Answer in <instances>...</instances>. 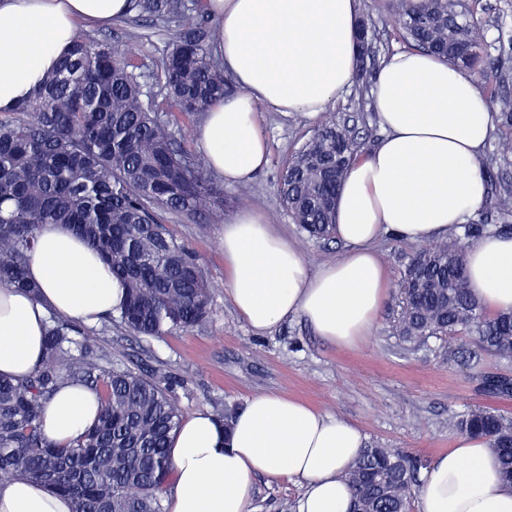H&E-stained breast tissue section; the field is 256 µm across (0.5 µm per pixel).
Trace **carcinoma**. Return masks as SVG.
<instances>
[{
	"mask_svg": "<svg viewBox=\"0 0 512 512\" xmlns=\"http://www.w3.org/2000/svg\"><path fill=\"white\" fill-rule=\"evenodd\" d=\"M137 15L164 25L170 50L165 89L193 121L232 78L207 53L212 37L200 4L133 0ZM391 21L409 49L432 52L482 76L494 61L486 30L463 0H389ZM125 45L82 35L73 50L9 115L0 116V284L39 296L28 280L29 252L42 224H67L88 240L124 284L118 308L124 330L164 336L200 324L209 287L197 255L169 232L164 215L210 224L224 214V189L209 176L204 154L179 138L154 99L146 96ZM488 106L512 119V95L484 94ZM346 164L363 150L359 132L330 118L295 151L279 182L282 205L308 236L334 239L340 182L331 176L339 149ZM512 215V195L485 203ZM423 249L399 289L398 338L412 348L430 339L469 336L476 347L512 359V311L487 315L470 294L464 254L484 225ZM81 384L103 400L98 421L70 448L50 443L40 428L45 404L65 384ZM485 392L512 394V380L482 376ZM180 421L164 373L112 365L95 336H83L54 314L45 327L41 363L28 376L0 377V485L17 478L66 497L71 512H163L157 492L170 476L167 445ZM483 437L512 488V417L476 407L456 422ZM420 464L391 448H366L345 474L357 512H410Z\"/></svg>",
	"mask_w": 512,
	"mask_h": 512,
	"instance_id": "carcinoma-1",
	"label": "carcinoma"
}]
</instances>
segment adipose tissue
<instances>
[{
    "mask_svg": "<svg viewBox=\"0 0 512 512\" xmlns=\"http://www.w3.org/2000/svg\"><path fill=\"white\" fill-rule=\"evenodd\" d=\"M216 22L213 50L235 92L210 103L194 131L210 168L229 185L269 162L258 112L315 117L355 83L360 0H204ZM131 0H0V112L14 110L71 48L87 22L129 16ZM373 102L384 134L355 161L338 197L335 235L345 251L310 268L260 213L224 226L228 293L238 315L263 333L301 316L323 340L352 347L372 330L388 297L375 242L391 233L417 242L449 237L487 194L479 162L494 128L472 76L416 50L380 67ZM38 296L0 286V376L21 378L42 360L50 315L93 324L119 307L124 289L99 254L64 224H45L29 254ZM473 297L488 311L512 310V235L489 232L467 250ZM101 410L79 384L46 404L41 429L73 445ZM363 434L353 422L279 392L253 396L224 428L208 410L181 421L168 449L169 512H249L258 477L299 479L298 512H347L341 473ZM0 512H70L48 487L19 478L0 486ZM420 512H512L487 440L460 436L433 462Z\"/></svg>",
    "mask_w": 512,
    "mask_h": 512,
    "instance_id": "obj_1",
    "label": "adipose tissue"
}]
</instances>
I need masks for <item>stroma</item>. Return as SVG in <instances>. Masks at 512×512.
I'll return each instance as SVG.
<instances>
[{"instance_id":"obj_1","label":"stroma","mask_w":512,"mask_h":512,"mask_svg":"<svg viewBox=\"0 0 512 512\" xmlns=\"http://www.w3.org/2000/svg\"><path fill=\"white\" fill-rule=\"evenodd\" d=\"M487 31L489 54L499 61L485 88L512 94V0H468ZM362 14L376 29L379 58L402 50L392 26L387 0H361ZM81 34L94 39H122L140 75L144 92L163 94L162 60L169 47L137 15L107 25L82 26ZM371 84L352 86L327 109L343 120L355 118L367 147L383 135L372 106ZM260 125L269 144V163L247 185L249 199L237 201L238 189H224V217L211 224H195L170 215L166 225L173 236L194 249L210 287L209 313L195 327L162 337H131L120 325L106 321L85 326L111 351L115 363L160 369L173 384L182 416L206 408L214 414L241 410L254 395L276 391L360 427L369 448H392L418 458L430 468L437 456L451 448L459 434L456 422L471 408L482 406L512 417V395L483 392L485 374L512 378V361L480 353L462 356L468 340H430L428 346L406 349L395 334L399 285L411 259L423 248L387 235L376 244L390 283L389 297L370 333L359 345L342 348L323 340L298 316H288L263 334L255 333L237 314L227 292L222 232L226 219L241 208L259 211L266 222L284 234L301 252L310 268L335 260L344 247L337 241L308 237L282 207L279 177L290 157L312 135L319 121L299 114L261 110ZM512 123L499 120L487 141L482 163L493 175V188L512 191ZM303 492L300 481L255 482L250 512H297Z\"/></svg>"}]
</instances>
